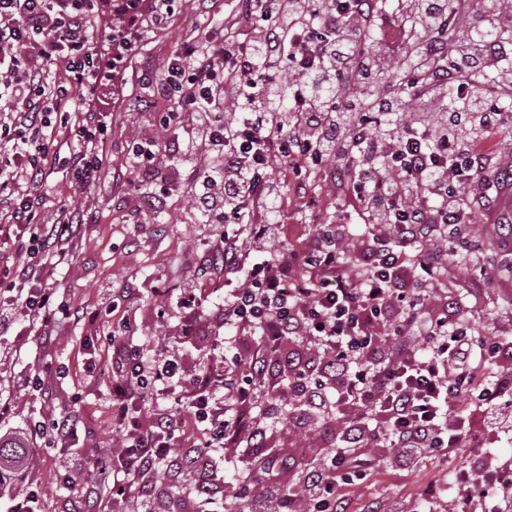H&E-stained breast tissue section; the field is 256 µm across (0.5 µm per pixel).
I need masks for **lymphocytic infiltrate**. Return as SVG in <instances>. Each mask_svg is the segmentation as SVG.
Masks as SVG:
<instances>
[{"label":"lymphocytic infiltrate","instance_id":"obj_1","mask_svg":"<svg viewBox=\"0 0 512 512\" xmlns=\"http://www.w3.org/2000/svg\"><path fill=\"white\" fill-rule=\"evenodd\" d=\"M97 2L0 0V243L22 256L0 274V329L19 311L43 330L66 314L49 280L80 226L65 205L46 223L41 189L59 169L75 193L99 181L108 154L94 87L101 45H111L113 63L128 61L177 4L121 0L103 29ZM471 7L460 0L453 23L448 0H412L400 16L381 13L377 0H235L205 42L184 43L162 68L142 71L139 109L161 100L187 124L175 140L134 143L130 164L149 185L163 158L179 156L204 223L239 225L222 242L235 285L220 316L225 331H245L250 341L245 371L209 361L183 382L177 359L113 345L120 477L107 512H155L152 479L161 470L173 483L194 472L196 498L215 503L200 451L229 447L244 451L247 512H343L342 488L364 479L376 459L407 470L468 435L473 416L457 411L461 398L490 414L512 398L503 341L475 340L477 305L459 304L445 288L447 249L426 246L449 225L494 212L506 186L505 153L484 144L512 138V110L499 104L512 95V40L449 53L448 34L464 36ZM365 33L378 34L374 48H364ZM392 72L410 94L393 125L386 118L397 90L385 85L362 100L369 78ZM477 72L500 73L502 82L476 89ZM319 80L335 86L333 103L319 97ZM282 86L289 111H269V94ZM450 88L460 96L454 112L439 101ZM63 139L75 150L62 154ZM290 155L344 185L349 218L364 228L355 266L344 259L341 231L330 245L281 249L284 226L266 214L282 202L276 170ZM385 224L391 237L377 232ZM282 403L289 432L340 433L336 451L305 454L291 495L280 474L259 465L263 422ZM182 408L199 433L179 451L173 412Z\"/></svg>","mask_w":512,"mask_h":512}]
</instances>
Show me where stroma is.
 Here are the masks:
<instances>
[{"mask_svg": "<svg viewBox=\"0 0 512 512\" xmlns=\"http://www.w3.org/2000/svg\"><path fill=\"white\" fill-rule=\"evenodd\" d=\"M232 0H180L167 24L146 36L137 55L121 68L123 92L112 97L107 113L108 164L100 180L71 194L65 173L53 174L43 190L46 222H53L65 204L83 215L79 235L69 244L72 262L59 266L53 286L71 307L52 331H30L24 318L0 332V398L11 410L0 417V432L22 436L31 451L18 477L37 490L30 499L13 491L0 493V512H86L83 499L61 487L65 471L79 472L86 461L101 458L112 464V332L129 324L133 341L149 353L175 347L185 374L200 360L232 365L235 351L225 346L209 314L224 296V275L205 280L195 269L233 224H204L179 185L177 162L164 163L163 180L175 183L165 213H155L136 189L128 165L131 143L144 131L148 117L134 99L144 66L162 67L180 46L202 39L207 16L232 13ZM470 260L450 266L448 290L465 281L482 285L484 307L475 327L512 340V275L493 274L503 255L512 254V236L490 215L477 214L467 228ZM195 293L203 309L187 320L182 300ZM77 417L72 446L46 447L32 433L33 421L66 414ZM512 460V408L496 424L483 428L479 440L466 441L447 454L432 456L408 471L379 463L364 480L343 489L347 512H363L376 504L380 512L400 505L403 512H490L492 500L466 475L495 470Z\"/></svg>", "mask_w": 512, "mask_h": 512, "instance_id": "obj_1", "label": "stroma"}]
</instances>
